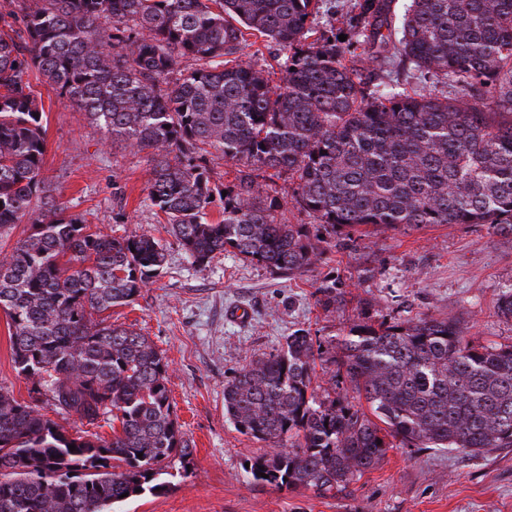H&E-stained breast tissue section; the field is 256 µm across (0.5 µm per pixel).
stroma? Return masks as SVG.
<instances>
[{
  "instance_id": "1",
  "label": "stroma",
  "mask_w": 512,
  "mask_h": 512,
  "mask_svg": "<svg viewBox=\"0 0 512 512\" xmlns=\"http://www.w3.org/2000/svg\"><path fill=\"white\" fill-rule=\"evenodd\" d=\"M278 46L248 37L238 56L281 82ZM45 106V174L67 213L115 237L146 232L167 264L111 321L146 336L169 365L168 389L194 453L187 478L123 503L120 512H512V448L465 457L433 448H396L347 491L255 483L244 471L264 445L224 416V384L250 360L307 330L334 349L359 323L453 319L475 345L512 342L499 298L512 291V233L485 224H431L324 232L326 252L285 278L230 252L197 267L147 200L152 164L107 143L84 112L33 80Z\"/></svg>"
}]
</instances>
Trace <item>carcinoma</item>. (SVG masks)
I'll list each match as a JSON object with an SVG mask.
<instances>
[{"instance_id":"obj_1","label":"carcinoma","mask_w":512,"mask_h":512,"mask_svg":"<svg viewBox=\"0 0 512 512\" xmlns=\"http://www.w3.org/2000/svg\"><path fill=\"white\" fill-rule=\"evenodd\" d=\"M319 2L0 4V231L30 221L0 257L14 368L59 413L92 426L112 414L110 439L71 434L0 388V512H114L121 495L157 494L166 470L186 477L193 465L168 362L101 317L135 301L165 247L93 230L57 203L32 71L112 143L147 154L150 204L199 267L231 252L290 277L321 261L308 225L278 220L270 170L288 173L297 208L333 230H512V0H408L396 28L389 0H357L345 32L317 30ZM248 34L281 47V84L236 56ZM183 58L196 68L171 79ZM394 63L441 90L377 83ZM214 152L246 164L235 182L211 183ZM217 200L224 218L212 223ZM322 358L297 330L224 384L225 416L267 447L249 460L254 481L325 495L399 444L512 448V345H473L448 319L356 324L329 359L330 380L344 375L365 408L318 398Z\"/></svg>"}]
</instances>
